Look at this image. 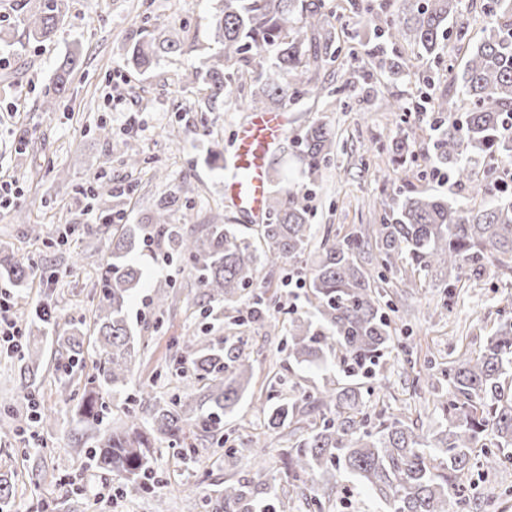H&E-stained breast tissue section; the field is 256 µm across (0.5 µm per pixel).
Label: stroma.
I'll list each match as a JSON object with an SVG mask.
<instances>
[{"label": "stroma", "instance_id": "35a3bbf8", "mask_svg": "<svg viewBox=\"0 0 512 512\" xmlns=\"http://www.w3.org/2000/svg\"><path fill=\"white\" fill-rule=\"evenodd\" d=\"M14 4L15 0H0V177L15 180L19 193L11 206L0 209V248L31 256L55 279L47 283L34 278L19 288L0 277V291L15 302L10 317L18 326L29 324L37 305L51 312L46 329L26 339L40 355L37 370L24 372L17 354L0 351V471L16 486L5 512H41L47 500L64 503L67 512H155V496L90 466L75 444L80 430L64 399L80 396L93 362L85 360L72 375L60 374L56 339L69 336L74 323L89 321L93 282L107 258L113 225L144 221L170 187L182 184L187 189L172 217L185 231L196 233L202 225L217 221L238 225L250 239L258 237V225L224 198V170L214 146L215 140H222L224 155L232 156L235 130L247 110L229 100L223 109L200 111L198 92L181 89L178 83L191 66L218 50L209 18L218 10L219 0H65L59 30L46 42L27 39ZM145 17L159 27H178L183 40L182 53L160 59L147 72L133 68L126 59L141 37ZM376 43L373 24L360 25L354 41L357 58H339L334 67L318 74L330 94L300 96L282 106L289 118L288 137H296L318 120L336 130L332 165L314 183L299 167H292L290 187L309 192L311 221L317 228L329 225L342 236L374 223L378 204L405 184L438 194L447 191L430 172L419 174L399 166L388 151L392 141L405 137L417 157L431 155L430 116L414 112L402 118L384 111L381 103L398 99L410 105L424 93H439L449 71H461L463 54L452 43L442 62L420 59L422 75L435 80L431 86L415 80H375L374 97L366 103L361 91L348 92L344 86L360 76L362 61ZM75 46L81 60L70 77L68 93L56 110L44 111L55 64ZM103 127L109 129V137L100 136ZM131 153L142 160L135 171L123 163ZM158 169L166 171V178H155ZM89 180L111 191L107 204L112 219H105L87 200L83 186ZM19 206L29 211L30 224H38L39 233H31L30 224L17 223L14 212ZM91 224L97 227L92 234L87 231ZM132 257L144 269L128 310L143 344L132 381L154 378L168 391L177 383L169 375L174 367L173 342L188 328L201 325L200 311L208 299L203 289L195 287L189 266H167L162 259L137 251ZM304 273L303 264L269 260L261 264L259 279L270 302L290 305L294 299L286 281ZM165 280L175 285L180 301L160 312L150 298ZM390 291L397 308L409 312L395 324L407 358L401 362L396 356L386 357L376 372L389 379L399 402L412 406L416 427L426 429L436 418L421 410L414 380L427 375L428 364L443 369L460 351L483 350L498 321V299L512 293V272L489 263L468 271L448 316L441 320L432 316L442 303L434 281H426L416 294L395 283ZM284 324V319L270 316L240 326L229 316L211 327L214 336L244 337L252 363L251 395L241 401L227 430L252 421L251 396L273 391L294 401L338 376V369L331 366L289 364ZM285 365L291 372L280 385L275 374ZM32 401L57 417L53 435L40 447L18 427ZM270 442L261 466L247 459L225 462L223 449L207 447L201 439L196 445L202 456L196 463L183 460L167 443L157 444L154 470L162 481L159 495L169 512H204L202 499L223 486L225 479L245 477L259 486L273 478L284 479L285 438L274 435ZM461 481L467 491L456 512H512V460L489 473L472 468ZM321 496L329 502L330 512H384L373 493L345 473L326 484Z\"/></svg>", "mask_w": 512, "mask_h": 512}]
</instances>
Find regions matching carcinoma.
<instances>
[{"mask_svg": "<svg viewBox=\"0 0 512 512\" xmlns=\"http://www.w3.org/2000/svg\"><path fill=\"white\" fill-rule=\"evenodd\" d=\"M63 0H19L28 38L48 39L63 20ZM461 0H387V17L377 27L382 39L370 56V68L382 76L409 79L418 57L441 58L447 41L466 47L461 76H452L440 95L424 98L419 112L431 114L436 132L432 169L448 173L464 188L460 198H447L406 189L382 201L380 223L372 234L339 236L327 228L312 247L309 195L284 187L269 195L268 223L254 244L233 224H204L201 235L186 234L170 223L180 206L183 187L176 185L161 198L143 224H118L106 263L94 288L93 334L80 332L62 340L65 372L84 361V345L93 348L95 373L87 378L81 398L72 407L73 419L89 444L84 454L92 465L145 492L155 486V444L195 452L189 435H202L222 446L224 418L237 411L249 390L252 364L243 341L228 342L198 331L175 345V361L190 360L198 395L157 394V379L134 391L132 406L119 427L111 425L110 393L126 392L131 363L138 354L127 309L138 288L142 269L128 260L149 241L165 249L167 257L186 262L195 284L207 290L213 306L202 318L218 319L224 309L259 321L266 315L260 297L245 291L260 287L261 258L296 260L306 257L302 285L307 310H291L288 318V360L316 364L338 360L351 375L382 361L395 348L394 328L387 312L395 311L383 286L386 273L406 262L410 276L403 287L420 289L428 276L438 277L445 297L455 295L466 268L488 258L512 271V193L499 192L489 174L512 163V134L504 126L512 120V0H485L483 12L491 20L477 41L469 25L450 29ZM324 0H223L209 24L218 52L183 74L182 88L203 92L209 111L236 98L248 108L276 109L289 92L318 97L326 86L312 83V75L336 62L341 54L356 57L352 45L341 46L336 24L324 12ZM353 24L368 19L372 9L362 0H348ZM406 44L410 51H400ZM181 52L177 29H160L144 19L142 38L129 51L128 62L151 69L160 58ZM79 63L74 53L61 57L54 70V92L44 107L53 111L67 92L68 79ZM258 74L250 96L243 95L244 76ZM292 156L316 182L331 161L336 131L314 122L291 140ZM375 247L374 269L361 255ZM5 275L22 283L36 266L24 258L0 260ZM169 282L159 284L153 301L160 310L175 302ZM498 323L479 354L461 353L441 370L448 393L437 398L435 430L419 433L407 409L382 403L379 426L371 427L364 411L363 385L330 379L301 402L272 394L254 402L262 417L261 432L238 434L228 448L232 458L262 459L268 454L269 430L286 429L293 443L283 453L288 485L306 502L322 507L317 476L347 472L367 486L387 512H448L458 497L460 476L473 458H484L492 469L512 460V296L501 300ZM257 498L251 482L224 483L214 490L206 512H277L285 509L280 488L265 484Z\"/></svg>", "mask_w": 512, "mask_h": 512, "instance_id": "carcinoma-1", "label": "carcinoma"}]
</instances>
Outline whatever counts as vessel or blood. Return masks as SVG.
<instances>
[{"label": "vessel or blood", "mask_w": 512, "mask_h": 512, "mask_svg": "<svg viewBox=\"0 0 512 512\" xmlns=\"http://www.w3.org/2000/svg\"><path fill=\"white\" fill-rule=\"evenodd\" d=\"M288 116L254 112L237 134L238 147L224 173V194L243 212L262 218L270 195L269 157L284 138Z\"/></svg>", "instance_id": "vessel-or-blood-1"}]
</instances>
